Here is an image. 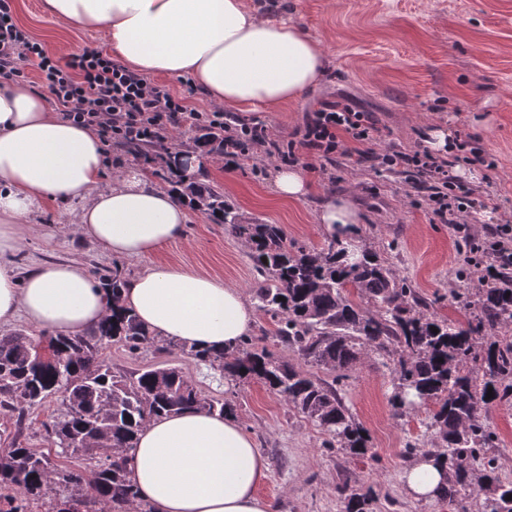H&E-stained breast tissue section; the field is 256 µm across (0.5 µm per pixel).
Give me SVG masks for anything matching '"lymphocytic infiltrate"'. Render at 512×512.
I'll list each match as a JSON object with an SVG mask.
<instances>
[{
    "instance_id": "lymphocytic-infiltrate-1",
    "label": "lymphocytic infiltrate",
    "mask_w": 512,
    "mask_h": 512,
    "mask_svg": "<svg viewBox=\"0 0 512 512\" xmlns=\"http://www.w3.org/2000/svg\"><path fill=\"white\" fill-rule=\"evenodd\" d=\"M35 77L60 117L94 132L104 146L142 143L158 149L172 131L185 127L224 134L225 163L262 155L294 163L306 156L331 167L369 165L375 172L409 174V184L434 219L461 223L476 201L471 188L452 181L449 170L461 162H484L483 151L462 138L452 157L427 147L385 144L384 129L372 114L345 98L323 101L307 113L298 139L270 137L256 120L231 117L216 106L197 108L189 96L151 81L91 45L67 60L49 55L14 19L12 0H0V82Z\"/></svg>"
}]
</instances>
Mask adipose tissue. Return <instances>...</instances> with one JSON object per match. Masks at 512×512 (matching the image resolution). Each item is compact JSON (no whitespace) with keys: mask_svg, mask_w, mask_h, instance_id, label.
Segmentation results:
<instances>
[{"mask_svg":"<svg viewBox=\"0 0 512 512\" xmlns=\"http://www.w3.org/2000/svg\"><path fill=\"white\" fill-rule=\"evenodd\" d=\"M42 10L98 32L135 73L189 78L227 109L279 111L316 88L327 69L319 43L248 0H42ZM106 164L96 134L62 120L28 83L0 84V325L21 319L77 335L111 313L80 265L48 262L18 275L11 256L19 229L46 202L74 203L71 223L115 256H149L183 235L189 214L168 187L143 167L118 170L102 187ZM317 222L328 236L351 237L359 222L352 196L325 198ZM122 303L154 336L229 353L257 320L239 289L187 264L133 276ZM124 455L139 500L153 512H270L256 493L266 460L235 417L193 410L152 420ZM444 482L431 458L405 466L410 494L435 498Z\"/></svg>","mask_w":512,"mask_h":512,"instance_id":"adipose-tissue-1","label":"adipose tissue"}]
</instances>
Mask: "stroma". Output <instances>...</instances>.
Returning <instances> with one entry per match:
<instances>
[{
  "label": "stroma",
  "instance_id": "35a3bbf8",
  "mask_svg": "<svg viewBox=\"0 0 512 512\" xmlns=\"http://www.w3.org/2000/svg\"><path fill=\"white\" fill-rule=\"evenodd\" d=\"M42 0H13L20 26L57 58L77 52L97 34L73 29L41 10ZM266 17L298 24L328 55L327 72L314 90L278 112L260 113L271 134L292 139L305 113L337 95L356 110L372 113L405 147L427 143L432 131L467 134L496 169L479 168L472 184L489 193L483 219L467 215L474 234L512 218V0H251ZM271 161L249 159L234 170L204 173L244 216L280 225L289 239L321 248L327 243L316 222L321 199L353 193L361 216L359 243L378 253L407 279L440 320H464L466 311L451 296L470 256L468 244L451 224L433 221L408 196V177L361 167L345 170L338 182L309 173L313 192L301 201L279 200ZM72 203L49 202L19 232L13 260L19 272L44 262H73L87 273L119 267L125 277L146 268L191 263L200 273L223 279L252 299L253 264L248 244L227 225L191 211L185 233L143 259L118 257L70 224ZM269 315L259 314L253 337L296 367L335 382L343 402L366 432L371 456L358 458L326 444L325 435L282 397L256 379L217 380L213 371L177 350L131 355L114 345L106 354L115 371L149 365L179 368L207 397L232 401L236 418L262 449L266 478L257 493L271 512H344L352 490L371 491V512H448L439 499L416 498L402 484L412 450L430 447L429 411L398 417L391 404L392 376L385 357L364 351L343 380L310 366L274 337ZM495 435L492 454L502 483H512V389L501 392L483 415Z\"/></svg>",
  "mask_w": 512,
  "mask_h": 512
}]
</instances>
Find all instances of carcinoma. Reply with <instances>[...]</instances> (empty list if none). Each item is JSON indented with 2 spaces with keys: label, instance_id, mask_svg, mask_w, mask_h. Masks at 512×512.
<instances>
[{
  "label": "carcinoma",
  "instance_id": "carcinoma-1",
  "mask_svg": "<svg viewBox=\"0 0 512 512\" xmlns=\"http://www.w3.org/2000/svg\"><path fill=\"white\" fill-rule=\"evenodd\" d=\"M208 152L224 149V138L206 131L197 139ZM180 199L226 224L252 249L258 308L278 318L277 339L304 359L342 378L368 348L388 356L401 348L391 367L395 414L431 407L427 454L448 468L443 499L456 512H470L468 500L484 495L480 512H512V484L501 483L495 461L483 450L494 436L482 411L512 381V264H503L497 281L472 302L466 321L448 323L416 312L425 302L404 278L368 249L330 238L310 249L288 241L277 224L246 220L224 201V190L195 180L180 185ZM99 285L112 301V315L83 335L49 336L52 363H35V339L19 332L0 336V410L15 419L16 437L0 458V512H31L48 498L57 512H125L137 491L124 448H132L144 424L189 410L233 413L227 400L205 398L175 367L150 366L131 373L112 370L105 350L111 343L139 355L155 337L132 310L120 304L125 278L114 266L98 272ZM370 300L365 309L351 292ZM438 332H433V329ZM495 341L483 347L480 341ZM176 349L223 377L258 379L283 397L329 437L330 447L365 457L363 428L346 408L335 384L323 382L277 357L253 339L230 354L188 348L171 340L160 351ZM59 408L45 424L49 448L21 441L28 409L45 402ZM85 457L81 469L62 468L53 458ZM371 492L351 494L345 512H369Z\"/></svg>",
  "mask_w": 512,
  "mask_h": 512
}]
</instances>
